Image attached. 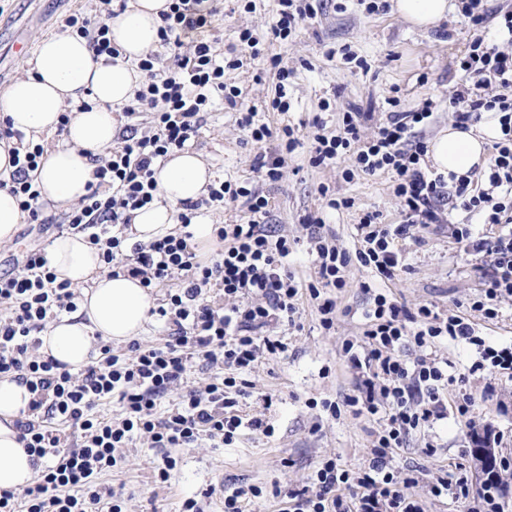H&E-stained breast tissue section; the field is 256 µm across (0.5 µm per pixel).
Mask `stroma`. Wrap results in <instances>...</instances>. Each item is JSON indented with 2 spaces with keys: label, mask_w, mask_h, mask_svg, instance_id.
Here are the masks:
<instances>
[{
  "label": "stroma",
  "mask_w": 512,
  "mask_h": 512,
  "mask_svg": "<svg viewBox=\"0 0 512 512\" xmlns=\"http://www.w3.org/2000/svg\"><path fill=\"white\" fill-rule=\"evenodd\" d=\"M97 6L98 0H0V91L23 76V62L39 38L57 32L66 15L92 13ZM218 7L212 40L219 56L235 58L241 29H250L259 40V56L244 57L242 67L225 70L224 80L240 89L243 107L259 108L260 120L271 128L289 126L304 139L314 119H321L332 131L344 112H369L374 121L363 129L368 136L392 110H413L428 101L433 102L437 118L426 128L425 139H432L453 121L448 99L475 33L458 11L422 30L390 9L371 15L360 0H325L316 19L300 24L288 41L279 42L269 35L276 0H254L249 7L242 0H219ZM275 55L292 71L290 107L285 112L263 109L275 93L276 79L270 71ZM189 146L202 155L216 176L263 192L270 201L271 223L282 225L289 235L305 237L304 217L321 211L330 196L352 201L351 207L334 211L329 218L330 232L351 251L359 246L355 226L364 212H378L385 224L404 220L390 173L358 172L348 180L343 175L344 164L312 166L305 147L296 150L281 180L258 178L253 163L262 148L246 142L234 110L225 102L214 101ZM324 186L329 189L325 196L320 193ZM442 218V223L427 229L422 240L400 242L403 267L385 283V290L410 309L427 303L442 315L468 317L487 343L512 342V300L501 303L494 320L469 308L481 287L479 269L488 260L464 251L451 234L452 225L465 223V211L450 202L443 206ZM369 278L366 268L350 267L347 285L339 292L335 325L328 331L321 327L310 302L301 300L296 326L284 325L279 330L287 351L274 359H260L248 373L256 391L272 394L273 404L267 409L249 398L242 409L273 426V435L244 429L221 448L205 440L195 448L175 449L179 463L165 484L155 480L156 449L134 440L122 469L109 477L129 493V512H178L189 497L198 498L203 512H224L223 491L252 485L261 487L263 493L246 502V512H282L284 504L273 496V488L302 487L329 457L337 458L346 469L365 463L379 420L356 414L344 404L356 388L357 374L342 344L362 331L368 299L361 285ZM434 352L466 379L444 390L447 417L410 437L395 451L392 464L400 470H418L415 492L425 512H462L453 500L431 497L428 485L439 469L459 463L473 484H481L485 478L482 464L470 450L488 432L497 436L496 457L512 461V377L473 370L479 351L463 341H437ZM465 393L474 398L467 422L453 411ZM329 402L340 405V416L326 410ZM429 445L436 448V456L425 455Z\"/></svg>",
  "instance_id": "1"
}]
</instances>
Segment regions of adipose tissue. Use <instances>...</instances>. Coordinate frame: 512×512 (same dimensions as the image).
<instances>
[{
  "mask_svg": "<svg viewBox=\"0 0 512 512\" xmlns=\"http://www.w3.org/2000/svg\"><path fill=\"white\" fill-rule=\"evenodd\" d=\"M170 0H128L124 10L107 18L108 36L123 59L112 62L94 56L86 39L68 32L41 38L24 63L26 74L0 93V120L26 138L62 132L63 141L46 147L31 172L45 208L66 210L87 193L94 157L116 141L117 111L130 103L141 82L132 66L159 42L161 11ZM397 14L413 27L437 25L448 14L449 0H393ZM73 112L61 124L65 107ZM501 134L496 111H486L478 127L442 128L429 142L427 157L438 172L464 175L486 162L487 140ZM158 202L133 211L134 240L149 242L173 233L186 203L197 201L214 178L200 153L182 149L156 162ZM48 266L58 280L82 290L77 311L62 314L40 332L42 356L54 357L79 370L95 357L97 342L124 343L136 339L151 319L155 303L139 279L103 272L100 252L85 234L56 236L45 250ZM31 395L25 385L0 378V489L26 488L34 478L31 458L18 440L15 422L28 411Z\"/></svg>",
  "mask_w": 512,
  "mask_h": 512,
  "instance_id": "adipose-tissue-1",
  "label": "adipose tissue"
}]
</instances>
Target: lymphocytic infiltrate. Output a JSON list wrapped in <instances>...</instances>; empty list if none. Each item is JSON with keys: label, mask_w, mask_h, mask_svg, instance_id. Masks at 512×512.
<instances>
[{"label": "lymphocytic infiltrate", "mask_w": 512, "mask_h": 512, "mask_svg": "<svg viewBox=\"0 0 512 512\" xmlns=\"http://www.w3.org/2000/svg\"><path fill=\"white\" fill-rule=\"evenodd\" d=\"M270 27L274 39L287 41L301 21L314 18L320 0H277ZM100 12L68 15L67 30L87 39L95 55L115 60L120 51L108 37L106 19L112 0H100ZM218 8L213 0H171L163 15L159 44L170 62L158 67V55L148 52L138 63L144 80L132 105L124 110L149 111V129L129 125L119 135L118 147L95 158L87 193L67 214L69 229L86 234L98 248L103 269L115 276L125 272L140 278L144 287H166L154 313L170 327L165 344L130 342L115 350L101 344L91 363L73 372L52 358L41 356L37 337L58 315L75 312L81 298L78 287L58 280L41 249H28L14 271L0 276V377L25 384L32 399L25 418L17 420L19 439L32 456L36 477L23 493L0 489V512H126L123 487L106 477L124 460L134 438L160 449L155 478L167 482L177 460L174 448H188L201 440L221 447L249 426L272 434L262 419L244 418L241 398L247 397L251 371L259 356L276 357L287 346L270 331L292 322L300 294H308L320 314L324 330L336 319V290L345 288L346 273L360 264L376 276L393 279L402 267L397 240L413 239L440 223V204L454 197L460 207L482 224L502 225L492 238L474 235L470 227L453 236L464 251L484 254L490 262L482 274V289L471 307L488 320L497 306L512 297V11L499 14L496 31L503 47L476 36L460 63L461 83L449 105L457 128L468 129L482 112L497 110L501 136L495 141L493 161L477 177L432 172L424 165L426 145L421 135L434 119L431 104L415 111L390 113L370 138L362 128L371 115L347 112L336 133L316 134L312 165L344 158L350 172L390 171L394 193L405 220L379 223L378 213L363 214L356 226L360 246L349 251L323 234L325 220L313 214L304 220L313 233L309 252L318 278L300 285L286 266L294 242L269 224V202L259 191L229 180L210 185L206 201L245 198L250 216L242 224H219L214 233L224 249L210 264H201L190 246L191 219L181 215L183 230L148 242L129 244L126 230L131 213L157 198L155 162L170 150L184 148L201 127V114L213 98L235 104L240 92L224 82L225 68L207 35ZM44 154L42 144L30 142L13 150L15 166L10 189L21 198L20 207L31 224L43 223L39 193L29 179ZM219 290L221 303L209 298ZM364 311L365 330L359 340H347L343 351L358 375L356 392L345 406L357 412L382 414L363 467L342 468L336 459L323 461L309 485L287 492L288 512H424L413 493L414 471H400L393 454L413 433L445 418L440 392L455 382L447 360L429 352L435 340L449 338L479 346L474 370L485 368L512 375V344L491 346L478 337L473 325L458 315L442 316L429 305L409 309L385 293L372 292ZM420 350L414 361L402 351ZM225 367L224 375L181 391L180 385L195 363ZM180 390L177 403L161 401ZM118 413H111V402ZM499 473L488 474L474 486L461 470H442L429 485L432 496L463 502L467 512H501Z\"/></svg>", "instance_id": "1"}]
</instances>
